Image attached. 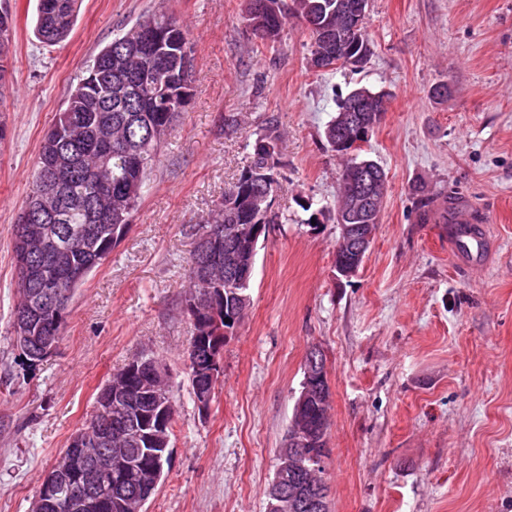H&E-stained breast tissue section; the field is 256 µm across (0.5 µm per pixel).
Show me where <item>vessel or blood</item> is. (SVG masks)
I'll return each mask as SVG.
<instances>
[{
    "label": "vessel or blood",
    "mask_w": 512,
    "mask_h": 512,
    "mask_svg": "<svg viewBox=\"0 0 512 512\" xmlns=\"http://www.w3.org/2000/svg\"><path fill=\"white\" fill-rule=\"evenodd\" d=\"M448 244L457 261L467 267L481 265L490 247L483 218L461 199L448 206Z\"/></svg>",
    "instance_id": "b4317fda"
}]
</instances>
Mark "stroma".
I'll return each mask as SVG.
<instances>
[{
    "mask_svg": "<svg viewBox=\"0 0 512 512\" xmlns=\"http://www.w3.org/2000/svg\"><path fill=\"white\" fill-rule=\"evenodd\" d=\"M37 0H0L16 31L0 105V512H30L43 476L112 373L149 350L171 377L176 424L146 512H266L310 348L327 359L330 512H512V0H368L373 45L358 69L316 70L288 24L254 39L244 0H82L68 39L33 34ZM166 10L192 42V96L162 145L131 227L77 288L54 353L24 364L13 338V225L44 133L89 61ZM447 84L448 95L432 90ZM365 86L390 108L360 154L388 181L358 273L335 269L341 161L324 125ZM282 135L278 217L260 240L250 306L199 414L185 311L192 227L248 165L267 119ZM465 198L495 243L457 265L443 225L418 218Z\"/></svg>",
    "mask_w": 512,
    "mask_h": 512,
    "instance_id": "35a3bbf8",
    "label": "stroma"
}]
</instances>
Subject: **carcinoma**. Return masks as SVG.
<instances>
[{"label": "carcinoma", "instance_id": "cac0c4a2", "mask_svg": "<svg viewBox=\"0 0 512 512\" xmlns=\"http://www.w3.org/2000/svg\"><path fill=\"white\" fill-rule=\"evenodd\" d=\"M273 8L256 16L245 7L246 26L262 42L274 45L281 39L288 18L305 24L311 37L310 61L316 66L321 59L345 55L365 63L372 54L367 35L355 42L348 38L344 8L355 0H268ZM81 0H39L34 28L35 36L48 46L65 41L72 32ZM15 36L12 19L0 14V102L3 101L11 48ZM191 45L189 31L173 15L158 10L117 35L94 57L86 75L72 89L65 107L43 136L33 166L28 195L41 190L42 171L56 165L61 183L55 199L58 219L40 224L43 240L61 242L65 254L52 259L43 252L42 240L29 244L28 263L34 272L27 292L20 293L14 313H31V348L42 336L41 325L54 320L52 307L42 302L44 288L54 284L68 288L65 267L89 265L96 269L108 258L130 228V217L142 198L167 133L150 132L152 126L173 124L180 112L181 95L191 92V72L175 64L177 54ZM390 94L363 89L358 112L364 118L377 112ZM367 130L351 128L340 132L336 116L325 124L324 136L329 148L344 159L339 195L333 208L311 214L327 213L338 222L352 191L354 172L386 178L383 168L371 159L361 158L352 149L355 140ZM282 148L277 121L269 119L263 132L252 144L250 164L237 182L212 210V217L198 225L205 230L224 226V252L238 253L236 265L223 263L216 273L222 291L224 311L247 310L254 273L253 246L229 239L234 224H273L260 200L274 195L279 188L277 167L280 153L270 154L266 145ZM196 254L188 261V293L198 294L206 285L196 279ZM140 377L112 378V391L124 390L132 400L127 416L138 418L151 409L152 403L137 395ZM328 404L313 402L293 416L303 426L329 428Z\"/></svg>", "mask_w": 512, "mask_h": 512}]
</instances>
